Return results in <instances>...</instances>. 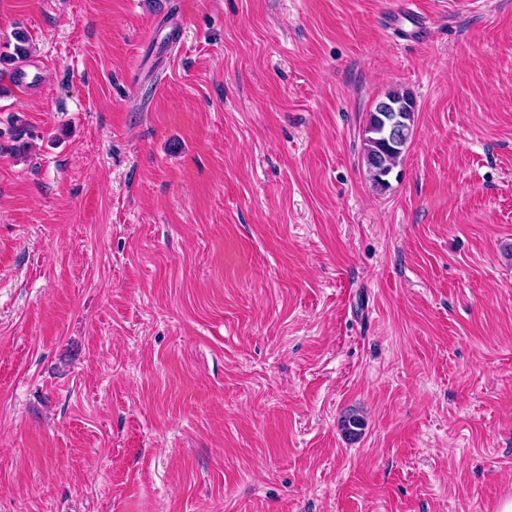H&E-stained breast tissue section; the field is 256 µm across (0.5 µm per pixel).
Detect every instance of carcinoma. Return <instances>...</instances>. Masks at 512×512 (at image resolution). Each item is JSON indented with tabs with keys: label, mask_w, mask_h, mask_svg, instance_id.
<instances>
[{
	"label": "carcinoma",
	"mask_w": 512,
	"mask_h": 512,
	"mask_svg": "<svg viewBox=\"0 0 512 512\" xmlns=\"http://www.w3.org/2000/svg\"><path fill=\"white\" fill-rule=\"evenodd\" d=\"M384 102L394 107L405 103L410 109L405 112H382L377 106L368 115L365 163L379 189L388 186L389 176L400 165L415 118V102L409 93L390 91L385 95Z\"/></svg>",
	"instance_id": "cac0c4a2"
}]
</instances>
